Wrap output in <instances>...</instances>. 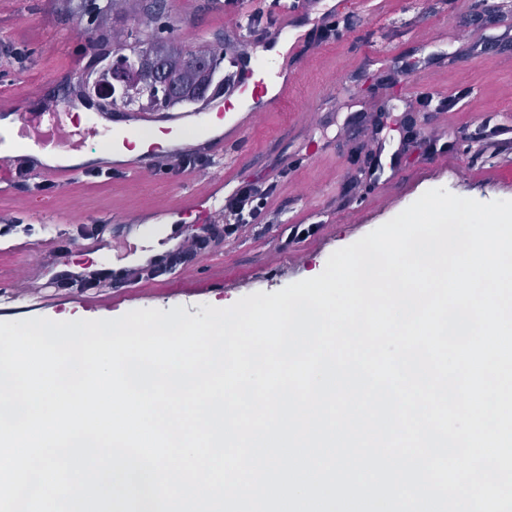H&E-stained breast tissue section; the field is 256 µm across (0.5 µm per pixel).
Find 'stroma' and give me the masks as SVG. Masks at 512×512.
<instances>
[{
  "label": "stroma",
  "mask_w": 512,
  "mask_h": 512,
  "mask_svg": "<svg viewBox=\"0 0 512 512\" xmlns=\"http://www.w3.org/2000/svg\"><path fill=\"white\" fill-rule=\"evenodd\" d=\"M182 44L248 48L282 19L277 0H173ZM63 0H0V102L32 112L69 95L86 70L87 37L65 25ZM305 51L285 105L261 115L220 159L180 173L0 183V321L134 309L225 308L323 270L328 257L443 187L479 201L512 199V14L476 17L473 0H311ZM273 186L252 224L206 255L120 288H54L83 264H143L192 223L185 196L212 173ZM134 225L106 254L84 250L83 225ZM57 253L61 262L50 261Z\"/></svg>",
  "instance_id": "1"
}]
</instances>
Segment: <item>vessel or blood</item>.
Wrapping results in <instances>:
<instances>
[{"instance_id":"vessel-or-blood-1","label":"vessel or blood","mask_w":512,"mask_h":512,"mask_svg":"<svg viewBox=\"0 0 512 512\" xmlns=\"http://www.w3.org/2000/svg\"><path fill=\"white\" fill-rule=\"evenodd\" d=\"M301 13L298 0H291L289 5L284 6V20L265 39L263 55L229 56L223 96L215 98L209 107L198 111L131 112L127 115L126 128L118 132L111 127L109 108L103 104L88 111L84 125L72 128L67 125L62 113L28 112L24 109L23 98H15L9 104V134L5 137L0 135V181L13 179L11 158L34 160V175L49 180L60 176L61 171L39 162V152L63 147L77 151L90 139L101 150L107 151L116 147L118 142L126 143L141 137L144 127L158 124L166 125L172 131L183 128L204 131L201 149L209 153L222 151L224 146L240 139L259 115L274 111L287 101L295 76L293 62L300 56L303 47V40L296 33L297 19ZM257 72L261 73L262 79L255 81L251 104L235 118L225 121L223 133L211 134L208 122L210 114L225 112L228 98L239 92L243 83L251 80ZM223 188V179H215L208 192L186 199L185 211L192 213L197 223L208 221L214 210L215 199Z\"/></svg>"}]
</instances>
